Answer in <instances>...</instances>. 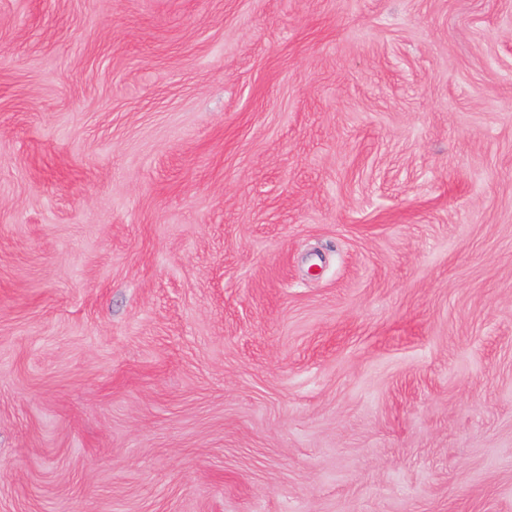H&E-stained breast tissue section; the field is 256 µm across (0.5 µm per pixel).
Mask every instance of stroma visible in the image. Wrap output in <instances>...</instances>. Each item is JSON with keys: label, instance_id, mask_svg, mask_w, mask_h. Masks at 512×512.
I'll return each mask as SVG.
<instances>
[{"label": "stroma", "instance_id": "35a3bbf8", "mask_svg": "<svg viewBox=\"0 0 512 512\" xmlns=\"http://www.w3.org/2000/svg\"><path fill=\"white\" fill-rule=\"evenodd\" d=\"M0 512H512V0H0Z\"/></svg>", "mask_w": 512, "mask_h": 512}]
</instances>
